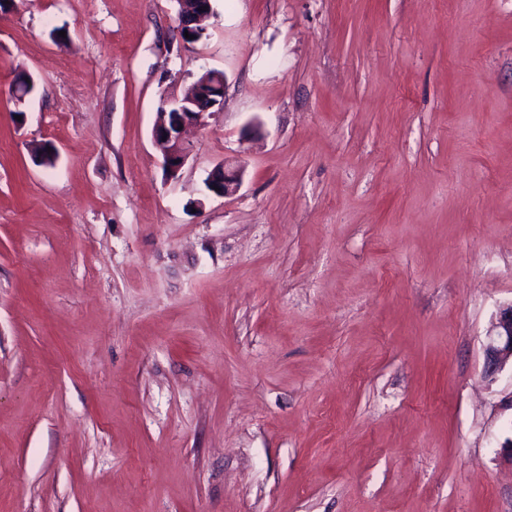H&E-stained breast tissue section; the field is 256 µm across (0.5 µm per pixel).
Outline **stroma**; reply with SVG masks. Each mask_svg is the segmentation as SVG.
Here are the masks:
<instances>
[{
	"label": "stroma",
	"mask_w": 512,
	"mask_h": 512,
	"mask_svg": "<svg viewBox=\"0 0 512 512\" xmlns=\"http://www.w3.org/2000/svg\"><path fill=\"white\" fill-rule=\"evenodd\" d=\"M212 9L0 6V512H512V0ZM177 1H179V3L184 6V8H186L187 3L193 4V7L189 8L191 11L193 9H196V12L193 14L194 20L192 22H188V18L183 16V14L178 13L179 34H180L181 39L187 43L195 42V41L188 42L189 40H192V39H187L185 37V35L183 36V31L185 29L184 32H188L189 35H191V33L193 32V29H191V26L199 25V22H201L204 18L210 16V14L212 13V4H211L212 0H176V2ZM211 71V73H210ZM203 81L197 86L199 97L187 106L188 103L182 98L174 101L164 100L161 110L157 113V119L153 127V139L163 154L164 167L168 176H176L179 170L185 165L189 158L190 150L184 144L183 133L192 126H200L205 122L206 114L213 109L218 98L213 95V88L218 87L220 82L221 93L225 90V75L218 71L208 70ZM203 108L202 112H195ZM174 111V112H169ZM178 160V163H175ZM243 171L238 166L231 167L227 163L216 166L207 181L208 189L215 195L227 196L234 193L240 186ZM220 188V191H216ZM486 336L484 373L493 380L508 365L512 372V300L498 306Z\"/></svg>",
	"instance_id": "obj_1"
}]
</instances>
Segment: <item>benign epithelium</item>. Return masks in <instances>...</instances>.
<instances>
[{
	"instance_id": "7a95c632",
	"label": "benign epithelium",
	"mask_w": 512,
	"mask_h": 512,
	"mask_svg": "<svg viewBox=\"0 0 512 512\" xmlns=\"http://www.w3.org/2000/svg\"><path fill=\"white\" fill-rule=\"evenodd\" d=\"M179 3H191L196 9L191 22L183 14H178L181 32H193L191 26L199 24L212 13V0H179ZM225 83V75L207 71L198 85V99L190 103L182 98L163 102L153 127V139L163 154L168 176H176L189 158L190 150L183 141L184 131L204 124L208 111L217 105L213 89H223ZM242 174L238 166L221 164L211 172L208 189L215 195H230L240 186ZM509 365L512 366V300L499 305L491 321L484 347V373L492 380Z\"/></svg>"
}]
</instances>
